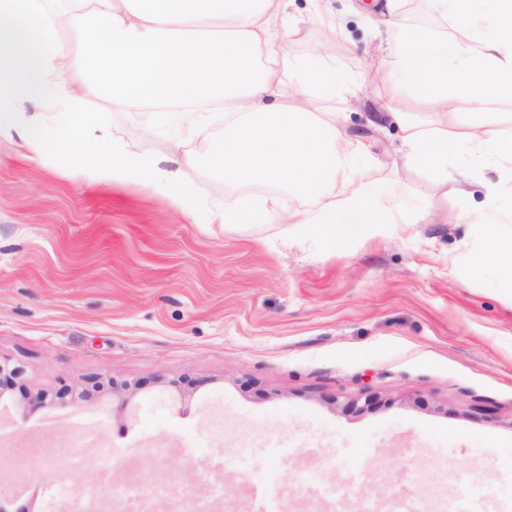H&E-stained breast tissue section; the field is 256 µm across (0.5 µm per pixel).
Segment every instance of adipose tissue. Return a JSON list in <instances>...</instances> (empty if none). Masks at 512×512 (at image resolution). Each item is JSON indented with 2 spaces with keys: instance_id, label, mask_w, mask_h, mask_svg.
Segmentation results:
<instances>
[{
  "instance_id": "adipose-tissue-1",
  "label": "adipose tissue",
  "mask_w": 512,
  "mask_h": 512,
  "mask_svg": "<svg viewBox=\"0 0 512 512\" xmlns=\"http://www.w3.org/2000/svg\"><path fill=\"white\" fill-rule=\"evenodd\" d=\"M290 2L74 0L61 39L41 0H0V134L17 136L33 164L65 147L111 141V163L86 164L85 181L146 184L185 214L206 209L215 224H280L286 235L314 232L339 248L354 226L389 223L392 210L355 185L358 172L377 160L350 134L345 107L318 110L310 101L313 92L335 89L336 68L289 57ZM433 3L459 20L449 32L414 39L396 33L398 70L373 124L401 126L404 163L439 173V190L448 188L451 160L465 156L512 181V136L498 113L485 109L497 79L512 78V0ZM95 89L131 106L223 102L230 119L214 164L245 183L287 181L314 210L290 208L277 196L202 205L186 175L191 158L175 150L159 158L112 140L98 113L79 108L80 97ZM417 111L465 120L451 135L423 127ZM325 214L331 222H322Z\"/></svg>"
}]
</instances>
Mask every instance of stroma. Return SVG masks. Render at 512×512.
Returning a JSON list of instances; mask_svg holds the SVG:
<instances>
[{"mask_svg":"<svg viewBox=\"0 0 512 512\" xmlns=\"http://www.w3.org/2000/svg\"><path fill=\"white\" fill-rule=\"evenodd\" d=\"M317 2L346 38L327 39ZM377 2L290 9L289 53L314 67L333 60L340 84L360 88L350 130L381 165L358 186L401 205L396 223L357 226L340 249L276 224L227 233L150 187L87 183L79 172L89 156L111 159L105 146L33 166L0 139V365L14 373L0 391L6 512H87L83 490L104 460L115 489L133 462L144 491L186 481L222 512H250L241 487L270 475L268 512H393L414 495L445 512L468 493L483 512H512V295L472 267L477 228L451 221L491 204L510 217L512 194L489 201L497 171L466 157L455 166L471 172L467 195L441 194L404 164L398 126H369L396 69ZM398 20L414 35L456 22L432 0H402ZM82 104L115 139L167 153L166 140L144 137L158 122L148 107L95 92ZM207 116L209 138L179 148L203 196L306 207L285 184L225 179L210 162L225 113ZM115 382L136 385L128 403ZM305 470L323 472L335 495H307L294 480Z\"/></svg>","mask_w":512,"mask_h":512,"instance_id":"1","label":"stroma"}]
</instances>
